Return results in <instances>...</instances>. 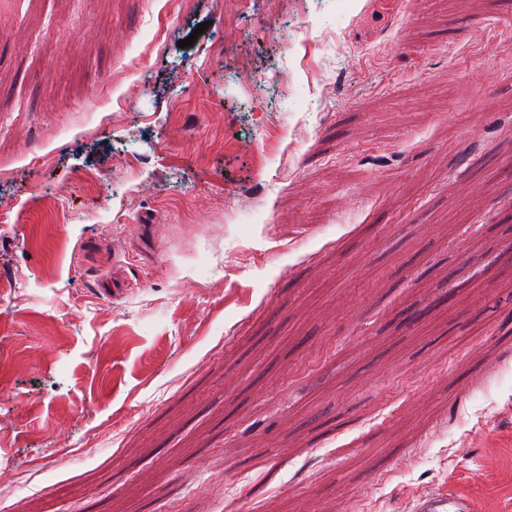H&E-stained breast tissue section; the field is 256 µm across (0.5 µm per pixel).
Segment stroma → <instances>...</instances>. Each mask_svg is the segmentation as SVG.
Returning <instances> with one entry per match:
<instances>
[{
  "label": "stroma",
  "instance_id": "1",
  "mask_svg": "<svg viewBox=\"0 0 512 512\" xmlns=\"http://www.w3.org/2000/svg\"><path fill=\"white\" fill-rule=\"evenodd\" d=\"M248 2L0 0V512H512V0ZM414 512H476V502L468 495L431 491L420 495Z\"/></svg>",
  "mask_w": 512,
  "mask_h": 512
}]
</instances>
